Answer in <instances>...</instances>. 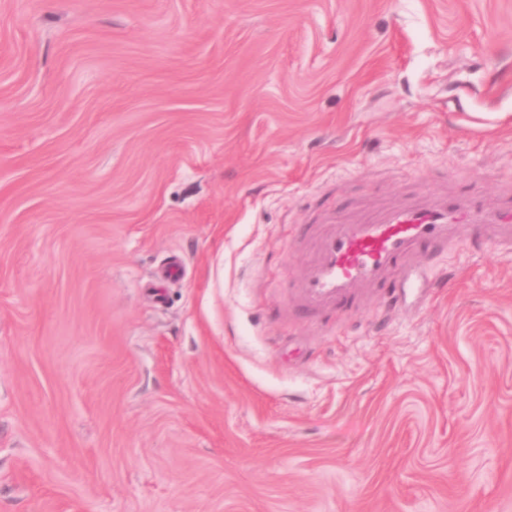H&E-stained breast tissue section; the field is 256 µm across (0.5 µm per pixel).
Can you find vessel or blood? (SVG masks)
Instances as JSON below:
<instances>
[{
	"label": "vessel or blood",
	"instance_id": "b4317fda",
	"mask_svg": "<svg viewBox=\"0 0 512 512\" xmlns=\"http://www.w3.org/2000/svg\"><path fill=\"white\" fill-rule=\"evenodd\" d=\"M490 225L500 244L512 247V209L493 212L473 196L425 207L393 209L378 219L333 225L296 289L302 308H346L355 289L392 288L395 306L417 303L432 286L429 266L409 264L411 254L444 245L456 230Z\"/></svg>",
	"mask_w": 512,
	"mask_h": 512
}]
</instances>
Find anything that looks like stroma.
Returning a JSON list of instances; mask_svg holds the SVG:
<instances>
[{"mask_svg":"<svg viewBox=\"0 0 512 512\" xmlns=\"http://www.w3.org/2000/svg\"><path fill=\"white\" fill-rule=\"evenodd\" d=\"M459 194L512 205V0H0V512H512V249L293 294ZM318 254L296 289L302 308L318 312L335 306L346 308L355 289L384 287L391 271L395 306L416 304L432 286L428 265H409L411 254L434 244L448 245L456 230L495 225L498 242L512 247V208L489 211L483 202L465 196L425 207L393 209L378 219L355 224H332Z\"/></svg>","mask_w":512,"mask_h":512,"instance_id":"1","label":"stroma"}]
</instances>
